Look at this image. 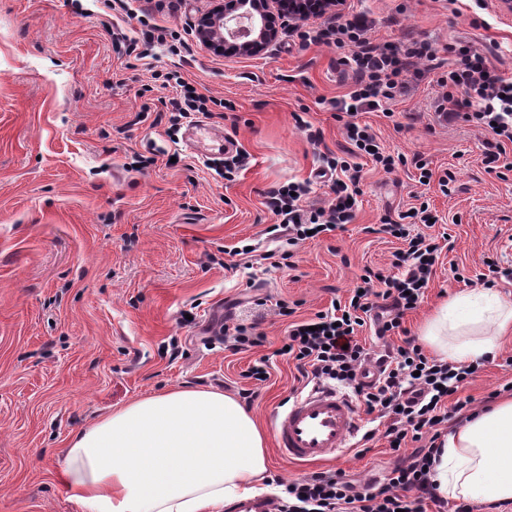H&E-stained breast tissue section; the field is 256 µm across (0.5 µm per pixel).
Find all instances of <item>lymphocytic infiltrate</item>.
Listing matches in <instances>:
<instances>
[{
    "instance_id": "f902f5d3",
    "label": "lymphocytic infiltrate",
    "mask_w": 512,
    "mask_h": 512,
    "mask_svg": "<svg viewBox=\"0 0 512 512\" xmlns=\"http://www.w3.org/2000/svg\"><path fill=\"white\" fill-rule=\"evenodd\" d=\"M370 28L366 14L351 12L336 25L302 30L298 36L351 49L359 78L354 89L337 101L338 111L380 112L388 118L392 115L388 103L404 93L409 77H420L417 63L435 60L437 51L418 40L374 44L367 36ZM448 54L453 64L439 80L443 93L434 103L438 118L448 123L465 120L490 130L494 140L485 161L511 172L507 149L512 146V77L490 66L471 45L449 44ZM322 162L328 170L341 173L330 185L333 197L328 207L303 209L307 186L301 182L269 188L266 205L277 218L266 229L269 236L287 237L294 245L311 233L345 230L353 221V202L360 193L358 168L328 154ZM406 217V223L386 225L388 233L406 244L394 255V275L366 272L348 300L333 302L331 309L301 321L294 320L292 307L280 303L279 314L290 323L277 353L294 361L301 378L345 387L360 411L385 418L387 442L401 449L411 440L418 447L384 479L362 486L330 470L285 482L277 512H471L467 504L449 508L447 499L436 492L431 469L449 414L475 410L474 399L459 397L458 391L477 369L449 365L408 341L401 345L391 341L393 335L403 333L404 316L423 298L443 250L437 237L417 230L433 217L428 203L410 209ZM371 311L376 314V335L384 341L378 350L366 348L359 336L364 316ZM368 364L378 370L377 378L369 382L361 377Z\"/></svg>"
}]
</instances>
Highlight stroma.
<instances>
[{"label":"stroma","instance_id":"stroma-1","mask_svg":"<svg viewBox=\"0 0 512 512\" xmlns=\"http://www.w3.org/2000/svg\"><path fill=\"white\" fill-rule=\"evenodd\" d=\"M211 0H0V512H82L58 482L71 436L126 403L191 386L238 396L257 389L251 411L264 431L297 371L277 355L288 322L346 299L365 269L394 274L404 243L387 222L428 200L451 246L404 326L417 339L424 318L485 272L487 258L512 265V175L483 162L491 134L473 123L439 122L433 102L442 68L410 80L393 118L358 113L404 165L387 173L354 153L331 107L356 75L343 51L302 44L283 29L259 56L227 58L204 48L194 26ZM373 20V43L427 40L439 59L471 43L512 76V13L502 0H345ZM174 46L141 59L115 34L140 39L143 25ZM179 72L204 95L211 125L250 156L226 180L223 159L185 144L188 120L166 108ZM320 133L311 141L307 129ZM332 154L361 170L355 217L345 231L287 246L266 235L275 221L268 188L310 181L306 199L327 206L316 176ZM456 179L447 191L418 182L417 161ZM252 257L221 267L225 247ZM291 250L290 265L267 252ZM256 323L264 346L232 354L213 332L226 316ZM270 376H244L259 358ZM512 382V340L482 361L464 394L484 400ZM375 437L370 452L329 462L358 483L380 479L414 452Z\"/></svg>","mask_w":512,"mask_h":512}]
</instances>
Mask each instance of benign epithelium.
Returning <instances> with one entry per match:
<instances>
[{"mask_svg": "<svg viewBox=\"0 0 512 512\" xmlns=\"http://www.w3.org/2000/svg\"><path fill=\"white\" fill-rule=\"evenodd\" d=\"M237 13L216 3L202 15L196 38L214 54L226 57L258 56L274 42L281 27L306 12L305 0H233Z\"/></svg>", "mask_w": 512, "mask_h": 512, "instance_id": "1", "label": "benign epithelium"}]
</instances>
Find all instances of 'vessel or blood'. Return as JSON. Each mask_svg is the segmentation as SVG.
<instances>
[{
    "instance_id": "b4317fda",
    "label": "vessel or blood",
    "mask_w": 512,
    "mask_h": 512,
    "mask_svg": "<svg viewBox=\"0 0 512 512\" xmlns=\"http://www.w3.org/2000/svg\"><path fill=\"white\" fill-rule=\"evenodd\" d=\"M186 140L213 157L232 146L230 137L216 134L207 124L191 125ZM360 428L357 407L332 388H316L297 397L274 416L273 432L278 454L294 464L335 459Z\"/></svg>"
}]
</instances>
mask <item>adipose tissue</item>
<instances>
[{
    "label": "adipose tissue",
    "instance_id": "obj_1",
    "mask_svg": "<svg viewBox=\"0 0 512 512\" xmlns=\"http://www.w3.org/2000/svg\"><path fill=\"white\" fill-rule=\"evenodd\" d=\"M512 332V301L487 288L460 293L423 326L442 357L493 356ZM62 481L83 512H224L254 495L268 473L253 414L214 390L177 387L134 400L75 434ZM451 501L512 500V398L449 432L435 464Z\"/></svg>",
    "mask_w": 512,
    "mask_h": 512
}]
</instances>
